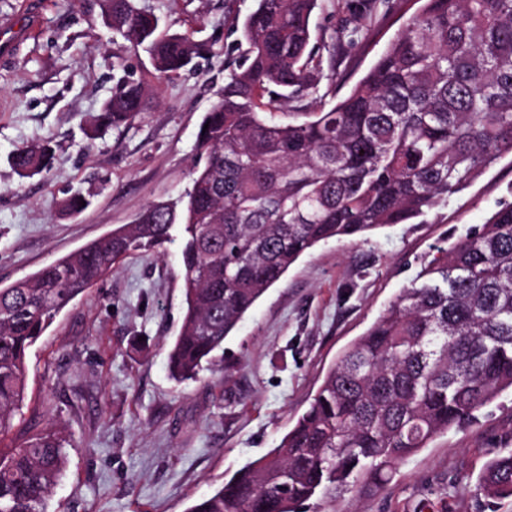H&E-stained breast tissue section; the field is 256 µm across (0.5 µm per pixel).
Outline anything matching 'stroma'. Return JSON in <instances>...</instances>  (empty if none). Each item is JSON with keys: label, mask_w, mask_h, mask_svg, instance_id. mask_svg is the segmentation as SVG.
Returning a JSON list of instances; mask_svg holds the SVG:
<instances>
[{"label": "stroma", "mask_w": 512, "mask_h": 512, "mask_svg": "<svg viewBox=\"0 0 512 512\" xmlns=\"http://www.w3.org/2000/svg\"><path fill=\"white\" fill-rule=\"evenodd\" d=\"M169 32H190L205 52L155 86L128 127L90 140L86 121L112 95L124 67L147 76L146 56L126 52L101 19L99 0H0V42L21 39L0 59V283L130 224L149 204L177 199L205 157L199 124L224 88L231 25L254 0H138ZM420 7L395 0L370 36L337 40L359 11L316 10L312 42L325 80L301 107L314 112L346 95ZM47 141L50 171L23 178L9 162L20 146ZM81 193L88 207L61 210ZM512 202V160L503 159L423 220L374 231L367 241L331 240L292 265L256 302L218 351L215 372L175 382L168 353L183 316L178 274L183 244L173 227L161 249L126 258L75 298L29 349L17 443L52 427L68 461L47 512H188L239 469L278 444L307 408L326 372L409 287L435 245L456 241ZM512 451V393L476 423L436 435L380 487L357 486L322 512H512V497L480 488L490 460Z\"/></svg>", "instance_id": "1"}]
</instances>
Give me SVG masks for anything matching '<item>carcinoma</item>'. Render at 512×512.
Masks as SVG:
<instances>
[{"mask_svg":"<svg viewBox=\"0 0 512 512\" xmlns=\"http://www.w3.org/2000/svg\"><path fill=\"white\" fill-rule=\"evenodd\" d=\"M349 94L317 112L278 113L317 89L310 18L324 0H255L239 60L202 118L203 166L174 203L152 204L35 273L0 285V512H45L67 462L49 428L18 446L27 350L78 295L130 254L161 247L175 224L186 311L168 354L172 379L198 377L224 339L300 256L332 239L365 241L426 216L512 157V0H422ZM124 49L158 80L202 52L163 35L136 0H101ZM91 137L130 124L148 85L113 75ZM44 143L11 157L22 177L51 168ZM512 391V203L448 247L325 374L309 407L268 453L189 512H301L362 483L380 485L435 435ZM484 487L512 497V452Z\"/></svg>","mask_w":512,"mask_h":512,"instance_id":"1","label":"carcinoma"}]
</instances>
